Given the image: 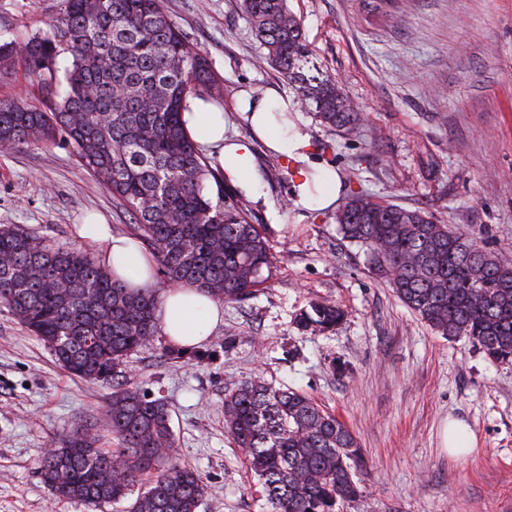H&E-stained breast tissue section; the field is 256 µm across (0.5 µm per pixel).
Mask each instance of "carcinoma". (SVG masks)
Here are the masks:
<instances>
[{"label":"carcinoma","instance_id":"cac0c4a2","mask_svg":"<svg viewBox=\"0 0 512 512\" xmlns=\"http://www.w3.org/2000/svg\"><path fill=\"white\" fill-rule=\"evenodd\" d=\"M266 63L322 125L345 133L361 113L312 52L288 0H238ZM21 66L41 105L0 101V144L68 145L131 213L171 286L194 284L222 302L252 296L274 256L247 211L224 200L217 158L184 128L188 98L224 111L208 59L162 0H64L34 30H0V67ZM342 238L437 334L465 338L512 364V267L468 233L426 213L352 193L336 213ZM157 289L131 290L83 247H54L33 230L0 225V304L71 375L112 387L102 448L78 425L47 450L38 474L58 498L123 512H200L207 485L174 461L168 403L130 383L127 355L156 333ZM344 311L327 301L301 315L330 328ZM224 427L259 479L272 512H336L362 493L363 450L347 425L308 396L261 377L224 393ZM145 474L152 475L141 488Z\"/></svg>","mask_w":512,"mask_h":512}]
</instances>
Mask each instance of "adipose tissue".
Wrapping results in <instances>:
<instances>
[{"label":"adipose tissue","mask_w":512,"mask_h":512,"mask_svg":"<svg viewBox=\"0 0 512 512\" xmlns=\"http://www.w3.org/2000/svg\"><path fill=\"white\" fill-rule=\"evenodd\" d=\"M292 108L290 99L274 89L263 97L241 103V111L254 134L269 149L285 153L295 206L308 212L323 211L331 208L338 198L340 180L335 169L313 153L307 135L295 123L276 122V112ZM182 119L196 144L218 148V159L229 182L251 197H260L261 180L252 144L227 136L223 113L210 111L208 104L191 98L186 102ZM75 232L80 238L103 243L101 264L127 287L139 289L153 283L154 264L134 237L96 220L77 225ZM155 318L171 345L190 349L203 344L223 321L224 308L207 291L184 284L163 293Z\"/></svg>","instance_id":"adipose-tissue-1"}]
</instances>
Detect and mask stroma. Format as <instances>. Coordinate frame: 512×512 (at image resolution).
Here are the masks:
<instances>
[{
    "label": "stroma",
    "mask_w": 512,
    "mask_h": 512,
    "mask_svg": "<svg viewBox=\"0 0 512 512\" xmlns=\"http://www.w3.org/2000/svg\"><path fill=\"white\" fill-rule=\"evenodd\" d=\"M223 83L224 112L239 121L240 89L296 91L266 65L233 0H162ZM313 61L362 114L339 133L312 113L298 123L335 165L341 194L419 209L466 231L512 265V0H289ZM63 0H0V28H37ZM263 195L225 185L261 226L276 258L254 296L224 306L205 360H169L156 333L125 361L127 379L171 409L174 457L204 478L201 512H271L243 451L224 430V392L254 376L300 391L343 421L367 460L362 497L343 512H512V364L448 340L404 306L343 240L335 210L298 216L282 154L254 142ZM96 213L121 232L134 219L70 149L0 146V225L33 229L55 246ZM323 299L344 319L301 328ZM111 387L68 374L0 306V512H115L56 498L37 468L53 438L93 426L112 448L104 408ZM473 445L453 455L445 422Z\"/></svg>",
    "instance_id": "stroma-1"
}]
</instances>
